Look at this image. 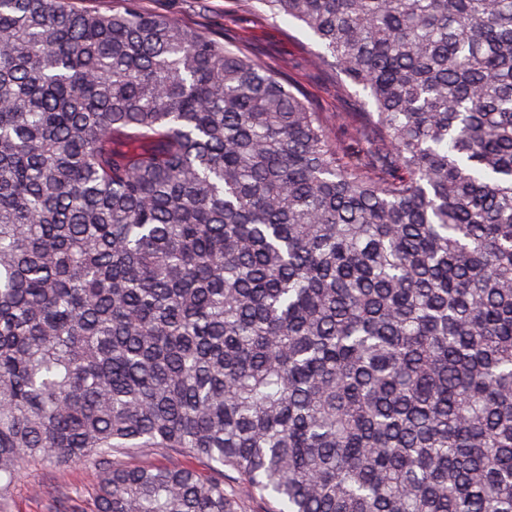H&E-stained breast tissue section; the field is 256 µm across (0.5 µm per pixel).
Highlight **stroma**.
<instances>
[{"instance_id":"1","label":"stroma","mask_w":512,"mask_h":512,"mask_svg":"<svg viewBox=\"0 0 512 512\" xmlns=\"http://www.w3.org/2000/svg\"><path fill=\"white\" fill-rule=\"evenodd\" d=\"M139 4L215 39L236 37L320 111L353 112L366 97L360 90L343 93L331 62L312 65L311 53L318 48L312 32L299 21L272 15L260 0H139ZM98 476L99 468L92 463L29 465L14 485L12 512H44L42 495L52 490L77 491L85 501H92Z\"/></svg>"}]
</instances>
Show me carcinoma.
<instances>
[{
    "label": "carcinoma",
    "mask_w": 512,
    "mask_h": 512,
    "mask_svg": "<svg viewBox=\"0 0 512 512\" xmlns=\"http://www.w3.org/2000/svg\"><path fill=\"white\" fill-rule=\"evenodd\" d=\"M260 2L373 110L0 0V512L26 461L93 512H512V0ZM122 462L130 466H147V465H172L179 464L183 466H191L202 469L198 462L193 459L167 453L163 450L139 453L133 456L122 458ZM99 468L93 463L59 466L55 463L29 465L14 485L11 497L12 512H44V498L39 492L55 490L70 493L77 490L93 509V495L98 481Z\"/></svg>",
    "instance_id": "obj_1"
}]
</instances>
